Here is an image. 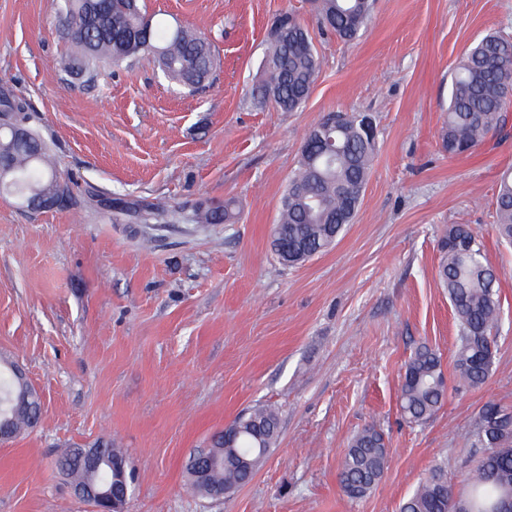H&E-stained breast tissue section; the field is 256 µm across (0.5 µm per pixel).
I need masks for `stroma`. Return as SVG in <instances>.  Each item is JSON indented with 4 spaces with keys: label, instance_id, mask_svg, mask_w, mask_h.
Returning <instances> with one entry per match:
<instances>
[{
    "label": "stroma",
    "instance_id": "35a3bbf8",
    "mask_svg": "<svg viewBox=\"0 0 512 512\" xmlns=\"http://www.w3.org/2000/svg\"><path fill=\"white\" fill-rule=\"evenodd\" d=\"M143 5L210 42L216 63L196 91L146 59L71 74L50 0H0V89L27 100L75 200L29 211L0 197V357L44 402L34 428L0 444V512H92L55 459L102 438L133 472L126 512H399L437 464L463 490L484 405L512 407V243L495 226L512 111L473 152L448 157L441 136L454 67L483 35L512 38V0H374L349 43L321 32L313 0ZM284 12L319 57L296 112L251 97ZM331 112L374 117L372 171L335 246L290 267L270 228L307 132ZM116 198L178 220L136 223L116 214ZM227 199L236 223L193 222L199 206ZM454 224L481 235L498 273L495 359L476 388L455 373L457 327L437 275ZM423 344L441 355L447 395L415 425L399 396ZM262 405L277 410L279 436L252 480L221 498L192 490L189 456ZM368 425L388 461L353 500L340 462Z\"/></svg>",
    "mask_w": 512,
    "mask_h": 512
}]
</instances>
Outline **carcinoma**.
I'll return each instance as SVG.
<instances>
[{
    "label": "carcinoma",
    "instance_id": "1",
    "mask_svg": "<svg viewBox=\"0 0 512 512\" xmlns=\"http://www.w3.org/2000/svg\"><path fill=\"white\" fill-rule=\"evenodd\" d=\"M71 27L66 33L75 51L64 60L68 69L91 73L102 61L120 67L140 56L151 58L169 79L194 89L209 77L214 55L208 40L181 25L170 26L153 20L139 0H106L103 11L112 31H102L87 21L88 0H52ZM373 0H319L318 14L323 26L344 41L356 39L372 19ZM319 70L313 38L297 20L288 19L282 32L267 36L262 62L263 79L253 91L261 103H271L279 112H296L308 100ZM512 105V41L489 34L468 49L457 62L448 92V112L443 148L448 156L468 153L505 123ZM25 123L26 100L0 96V113ZM330 149L301 152L299 165L288 181L282 198L279 224L288 236V262H306L325 252L345 225L353 222L360 204L354 193L369 179L374 141L361 129L358 115H342L331 131ZM0 151L13 165L10 185L0 193L19 198L26 192H49L61 172L52 165L47 147L37 137L13 139L0 133ZM141 212L145 224L167 218L164 210L143 204L125 208ZM496 226L500 236L512 241V170L501 174L495 201ZM235 202L224 201L196 214L201 224H232ZM438 275L458 323L455 369L471 387L488 379L495 357L494 329L498 324L499 298L495 291L497 274L486 257L479 236L465 224L452 226L440 241ZM445 377L437 351L420 346L405 366L400 408L411 422L432 417L445 398ZM35 394L10 369L0 370V397L11 401ZM27 412L7 408L0 416L10 428L21 432L31 427L30 417L39 401H29ZM233 433L218 435L211 447L218 451L210 482L228 487L242 485L254 475L253 463L264 458L278 435V416L268 407L256 408L232 421ZM476 442L483 448L481 458L468 479L469 490L458 504L451 503V486L444 470L437 466L428 479L402 504L401 512H488L512 493V408L487 403L476 426ZM97 446L108 456L91 477L82 468L80 449L68 448L55 464L72 482L93 479L99 486L112 484V458L124 457L110 440ZM388 455L383 434L373 426L357 433L344 452L340 483L351 499H360L384 474Z\"/></svg>",
    "mask_w": 512,
    "mask_h": 512
}]
</instances>
